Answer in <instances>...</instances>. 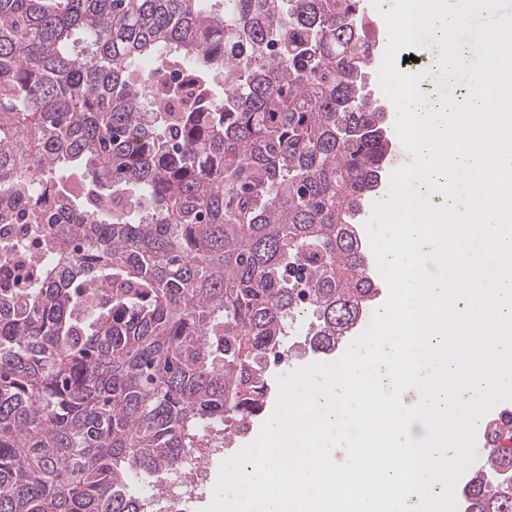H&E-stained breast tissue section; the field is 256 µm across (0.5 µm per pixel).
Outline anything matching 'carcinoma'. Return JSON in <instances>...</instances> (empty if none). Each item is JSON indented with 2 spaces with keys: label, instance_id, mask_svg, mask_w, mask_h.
<instances>
[{
  "label": "carcinoma",
  "instance_id": "carcinoma-1",
  "mask_svg": "<svg viewBox=\"0 0 512 512\" xmlns=\"http://www.w3.org/2000/svg\"><path fill=\"white\" fill-rule=\"evenodd\" d=\"M361 0H0V512L130 491L244 437L296 320L362 321L392 140ZM152 55L165 69L143 71ZM465 512H512L490 448Z\"/></svg>",
  "mask_w": 512,
  "mask_h": 512
}]
</instances>
